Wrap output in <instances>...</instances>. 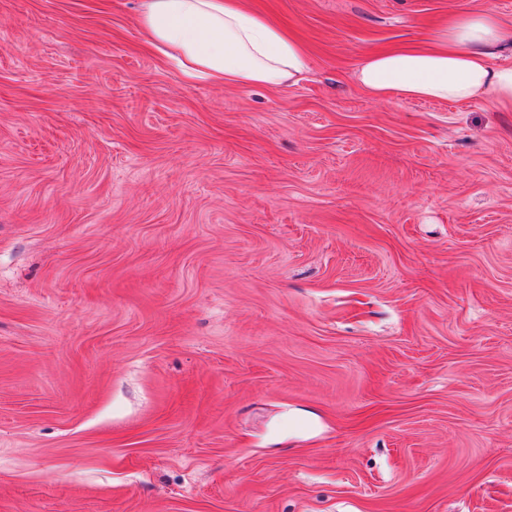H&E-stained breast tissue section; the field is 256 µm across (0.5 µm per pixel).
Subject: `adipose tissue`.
I'll return each instance as SVG.
<instances>
[{"instance_id":"1","label":"adipose tissue","mask_w":512,"mask_h":512,"mask_svg":"<svg viewBox=\"0 0 512 512\" xmlns=\"http://www.w3.org/2000/svg\"><path fill=\"white\" fill-rule=\"evenodd\" d=\"M139 24L189 83L279 86L309 69L303 46L242 0H143ZM510 46L493 9L454 14L425 41L365 55L355 80L380 98H490L512 109V57L502 56Z\"/></svg>"}]
</instances>
